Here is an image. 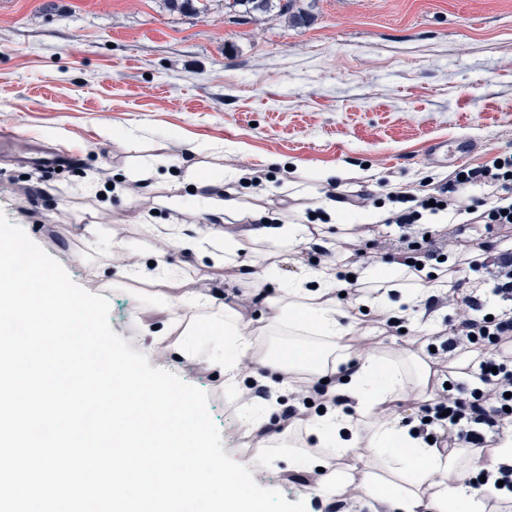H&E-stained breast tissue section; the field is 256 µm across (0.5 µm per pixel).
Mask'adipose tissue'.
Instances as JSON below:
<instances>
[{"label":"adipose tissue","instance_id":"adipose-tissue-1","mask_svg":"<svg viewBox=\"0 0 512 512\" xmlns=\"http://www.w3.org/2000/svg\"><path fill=\"white\" fill-rule=\"evenodd\" d=\"M165 239L173 250L209 259L216 267H240L241 242L228 239L216 247L205 235L186 234L181 225L167 227ZM349 272L365 290L361 304L378 314L414 320L416 309L432 294L445 290L448 280L413 272L399 263H351ZM345 283L335 264L311 268L280 283L268 301L274 311L265 324L250 327L239 311L215 307L205 294L185 291L168 297L169 313L155 329L153 341L186 355L187 336L200 330L220 336L222 356L214 363L224 375V387L233 391L241 380L240 361L247 358L270 373L295 379L329 380V404L323 414L309 419L304 431L312 445L294 456V470L320 471L316 490L322 496L339 495L358 486L355 506H387L389 512H486V500L503 493L486 484L472 488L459 468L456 453H441L417 436L399 412L405 401L433 400L431 367L418 352L370 337H356L353 316L335 300ZM213 309L204 323L190 318L192 310ZM295 330L297 337L284 344L269 341L273 331ZM348 378L336 382L340 366ZM341 405H334V398ZM381 457L391 478L368 466Z\"/></svg>","mask_w":512,"mask_h":512}]
</instances>
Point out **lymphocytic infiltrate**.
<instances>
[{
    "label": "lymphocytic infiltrate",
    "instance_id": "1",
    "mask_svg": "<svg viewBox=\"0 0 512 512\" xmlns=\"http://www.w3.org/2000/svg\"><path fill=\"white\" fill-rule=\"evenodd\" d=\"M492 190L497 199L486 206L483 190ZM392 202L401 204V211L391 213L389 223L408 228L419 223L424 212H447L453 215L473 214L475 223L496 224L512 229V154L499 156L477 167L456 169L439 194L415 196L395 192ZM474 254L466 263L470 269L495 267L493 296L512 301V252L493 253L492 243L475 237L471 240ZM469 316L451 327L438 346L443 353L455 352L463 339H473L481 355L474 362V377L485 383V390L469 388L463 381L451 382L439 391L437 398L421 408L423 423L417 428L420 436L429 437L441 452L454 448H482L487 431H500L505 420L512 418V315L495 316L487 312L488 302L479 296L468 299ZM321 384L301 385L298 404H289L287 397L273 396L269 387L250 382L243 397L247 400H276L282 407L280 422L304 419L300 404L308 403L310 395H323Z\"/></svg>",
    "mask_w": 512,
    "mask_h": 512
}]
</instances>
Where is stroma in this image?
I'll list each match as a JSON object with an SVG mask.
<instances>
[{"instance_id":"1","label":"stroma","mask_w":512,"mask_h":512,"mask_svg":"<svg viewBox=\"0 0 512 512\" xmlns=\"http://www.w3.org/2000/svg\"><path fill=\"white\" fill-rule=\"evenodd\" d=\"M307 25L259 26L215 4L206 12L169 11L160 0H0V133H26L76 155L75 165L44 170L0 162V212L59 261L85 290L110 301L112 330L145 353L151 367L176 374L209 396L223 449L249 447L236 419L248 414L208 358V332L187 337L188 356L152 342L164 321L161 289L119 276L129 261L166 251L183 267L184 290L236 299L257 290L247 316L265 319L278 282L322 264L327 254L395 262L394 224H323L320 169L361 167L339 192L397 188L430 192L453 163L428 158L435 140L469 144L476 167L512 153V0H300ZM112 130L105 138L104 130ZM160 167L143 168V159ZM236 173L225 180L239 206L178 211L164 197L188 194L177 173ZM118 183L108 196L96 187ZM289 184L281 192V184ZM109 218L126 243L89 245L85 228ZM320 225L319 247L281 257L266 243L249 253L277 265L276 280L255 286L234 269H213L169 251L159 230L248 239L264 223Z\"/></svg>"}]
</instances>
